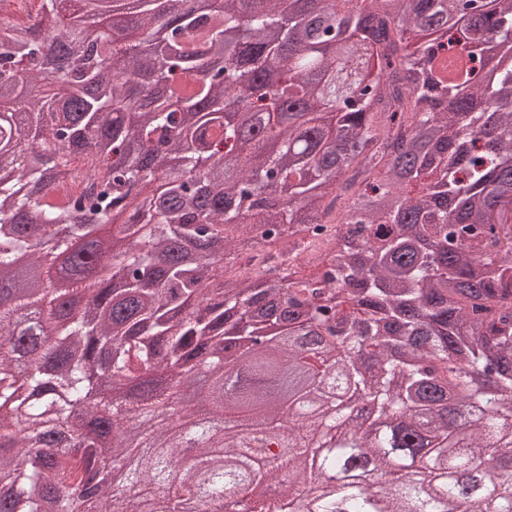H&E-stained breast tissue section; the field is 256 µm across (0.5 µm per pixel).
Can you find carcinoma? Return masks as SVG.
<instances>
[{"label": "carcinoma", "instance_id": "cac0c4a2", "mask_svg": "<svg viewBox=\"0 0 512 512\" xmlns=\"http://www.w3.org/2000/svg\"><path fill=\"white\" fill-rule=\"evenodd\" d=\"M13 2L0 512L59 486L81 491L66 512H226L258 487L276 493L253 512H512V0H38L28 23ZM84 209L125 248L105 255ZM202 362L201 414L183 388ZM360 401L383 430L354 425ZM202 422L185 464L172 450ZM254 430L287 454L254 467ZM139 436L147 507L109 480ZM361 461L376 483L311 496Z\"/></svg>", "mask_w": 512, "mask_h": 512}]
</instances>
